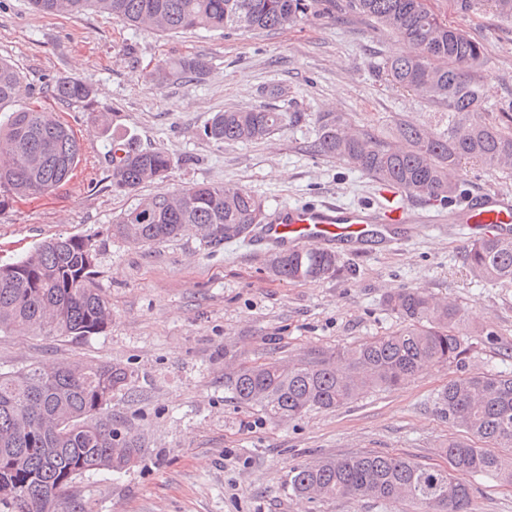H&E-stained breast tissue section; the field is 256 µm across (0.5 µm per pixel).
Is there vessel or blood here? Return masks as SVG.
I'll list each match as a JSON object with an SVG mask.
<instances>
[{
	"instance_id": "obj_1",
	"label": "vessel or blood",
	"mask_w": 512,
	"mask_h": 512,
	"mask_svg": "<svg viewBox=\"0 0 512 512\" xmlns=\"http://www.w3.org/2000/svg\"><path fill=\"white\" fill-rule=\"evenodd\" d=\"M413 221V216L404 210L382 221L376 214L361 209L305 203L267 213L250 240L269 253L288 247L348 249L385 240L388 224ZM448 221L512 237V194L494 191L469 195L449 210Z\"/></svg>"
}]
</instances>
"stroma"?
Returning a JSON list of instances; mask_svg holds the SVG:
<instances>
[{
  "label": "stroma",
  "instance_id": "35a3bbf8",
  "mask_svg": "<svg viewBox=\"0 0 512 512\" xmlns=\"http://www.w3.org/2000/svg\"><path fill=\"white\" fill-rule=\"evenodd\" d=\"M428 4L482 44L477 75L487 96L479 113L498 117L512 104V22L462 13L453 0ZM399 48L369 17L341 9L285 30L162 33L94 11L45 16L29 0H0V56L22 69L34 92L46 93L64 75L93 90L91 103L59 107L83 145L86 175L0 211V265L59 235L100 247L97 282L112 309L104 333L77 340L0 333V373L67 359L133 374L112 414L139 440L142 459L120 473L78 479L87 512H411L401 501L299 498L288 489V473L323 457L365 453L442 464L440 446L464 435L437 411L449 379L512 373V286L473 275L461 225L417 235L397 228L395 243L341 251L335 278L290 283L273 275L269 254L244 240L210 250L189 234L152 246L112 235L113 221L138 199L202 182L242 185L269 211L385 204V186L318 155L314 145L322 112L385 139L398 121L421 124L436 112L384 80L379 66ZM185 56L203 59L205 73L163 85L151 80L158 61ZM275 85L283 96H268ZM260 105L287 113L286 127L256 142L201 136L213 113ZM118 144L168 152V178L131 195L113 193ZM401 288L464 309L470 352L462 366L433 367L400 387L289 422H272L234 398L228 377L237 365L285 364L396 331L400 322L383 297ZM473 485L472 512H512L511 486L493 477Z\"/></svg>",
  "mask_w": 512,
  "mask_h": 512
}]
</instances>
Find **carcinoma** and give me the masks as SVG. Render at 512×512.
Returning <instances> with one entry per match:
<instances>
[{
  "instance_id": "cac0c4a2",
  "label": "carcinoma",
  "mask_w": 512,
  "mask_h": 512,
  "mask_svg": "<svg viewBox=\"0 0 512 512\" xmlns=\"http://www.w3.org/2000/svg\"><path fill=\"white\" fill-rule=\"evenodd\" d=\"M460 11L491 12L512 20V0H455ZM42 14L104 13L135 27L179 33L205 29L226 34L277 30L309 16L336 13V0H30ZM345 8L372 18L403 49L384 64L386 80L448 107L434 128L401 123L396 139L354 129L336 112L319 116L316 150L370 175L383 185L440 205L458 190L467 166L512 170V105L504 122L483 121L476 109L484 87L474 75L479 43L444 23L426 0H345ZM205 63L182 57L157 64L154 81L200 74ZM57 103H88L93 90L75 76L50 82ZM0 210L52 194L74 176L83 146L69 123L34 96L27 76L0 57ZM287 113L258 106L214 113L202 136L217 142L267 138L283 128ZM172 167L162 150L122 149L112 156V191L130 194L142 184L164 182ZM264 202L233 183H194L158 192L124 210L112 236L156 245L193 231L207 248L246 237L261 223ZM99 249L81 236L54 237L9 265H0V332L31 330L43 336L81 338L112 320L96 282ZM479 278L512 285V240L484 236L464 255ZM282 281L336 277V252L292 249L270 259ZM384 304L402 328L356 346L317 350L288 365L241 366L229 379L239 403L257 406L273 422L310 410L346 405L369 390L401 386L432 366L463 363L469 350L463 309L418 288H401ZM126 369L68 360L0 373V512H84L78 477L112 469V458L140 456L126 430L112 423V399L131 383ZM441 417L464 429L440 448L448 465L431 466L389 453L325 458L290 471L288 486L301 497L405 499L417 512H471V485L462 477L487 474L512 484V375L470 373L448 381L437 399Z\"/></svg>"
}]
</instances>
